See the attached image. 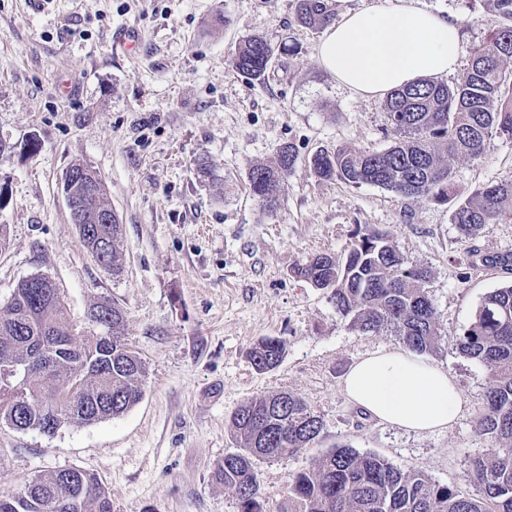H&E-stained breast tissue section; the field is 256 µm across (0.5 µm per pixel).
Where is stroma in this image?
<instances>
[{
    "label": "stroma",
    "instance_id": "1",
    "mask_svg": "<svg viewBox=\"0 0 512 512\" xmlns=\"http://www.w3.org/2000/svg\"><path fill=\"white\" fill-rule=\"evenodd\" d=\"M411 1L459 23L465 66L503 24L492 0ZM217 12L227 19L219 30L209 25ZM125 28L140 37L129 52L113 45ZM252 34L276 50L262 81L231 64ZM321 38L298 24L295 0H43L36 9L0 0V226L9 239L0 302L19 281L46 275L83 334L90 307L110 301L148 366L143 398L124 414L51 435L0 426V493L76 467L101 479L112 512H236L233 492L214 477L237 450L231 416L250 398L287 391L323 430L299 454L258 463L266 512H286L290 475L342 444L477 494L468 470L489 448L474 419L491 372L458 343L483 297L512 284V269L482 262L512 253V216L464 243L452 203L315 177L307 161L318 150L393 143L382 98L341 86L317 58ZM283 145L299 163L269 213L248 175ZM201 157L223 183L199 181ZM78 160L98 171L122 226L120 273L95 261L70 220L61 181ZM451 168L455 196L467 198L512 176V141ZM365 230L389 233L431 273L442 339L428 359L448 371L463 404L446 430L409 432L349 401V369L400 343L349 327L328 291L294 272L316 254L343 258ZM267 337L284 355L261 373L248 352Z\"/></svg>",
    "mask_w": 512,
    "mask_h": 512
}]
</instances>
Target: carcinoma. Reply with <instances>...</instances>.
<instances>
[{
    "label": "carcinoma",
    "mask_w": 512,
    "mask_h": 512,
    "mask_svg": "<svg viewBox=\"0 0 512 512\" xmlns=\"http://www.w3.org/2000/svg\"><path fill=\"white\" fill-rule=\"evenodd\" d=\"M493 2L508 23L474 50L454 86L422 79L387 94L383 109L393 145L380 152L351 145L322 149L308 161L313 175L448 202L452 172L442 154L476 158L495 139L512 140V71L505 68L512 59V0ZM295 12L299 25L309 29L336 23L332 0H296ZM274 53L264 37L246 36L232 64L261 80ZM297 161L294 149L284 146L275 164L250 170L252 196L265 210L278 207ZM73 188L92 207L110 206L102 185L78 180ZM511 211L512 178L507 177L457 202L452 218L467 242L482 225ZM92 231L91 238H81L83 246L95 245L118 273L120 224H94ZM295 273L330 291L336 311L360 332L390 331L414 353L437 350L441 333L426 288L430 272L399 253L389 235L365 231L343 262L318 254L297 264ZM88 318L99 332L76 336L60 289L41 274L21 281L0 304V369L26 363L32 368L24 384L0 385L1 425L51 434L68 423L119 416L139 403L148 369L121 333L122 310L98 302ZM459 350L491 371L475 430L493 443L494 452L474 459L469 470L478 496H463L420 471L344 444L292 475L288 512H512V285L485 295ZM283 354L281 342L268 338L254 345L248 358L255 370L268 372ZM230 427L238 451L224 456L214 476L234 491L237 512H265L257 462L301 452L323 424L302 398L281 391L241 404ZM0 512H112V499L95 474L69 467L32 479L18 493H0Z\"/></svg>",
    "instance_id": "obj_1"
}]
</instances>
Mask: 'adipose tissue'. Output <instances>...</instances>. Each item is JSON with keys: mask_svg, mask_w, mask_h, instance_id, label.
Returning <instances> with one entry per match:
<instances>
[{"mask_svg": "<svg viewBox=\"0 0 512 512\" xmlns=\"http://www.w3.org/2000/svg\"><path fill=\"white\" fill-rule=\"evenodd\" d=\"M317 56L342 86L382 96L456 71L459 25L413 6L369 8L328 27ZM344 390L373 417L408 431L448 428L462 410L461 395L447 371L403 350L362 359L346 375Z\"/></svg>", "mask_w": 512, "mask_h": 512, "instance_id": "obj_1", "label": "adipose tissue"}]
</instances>
